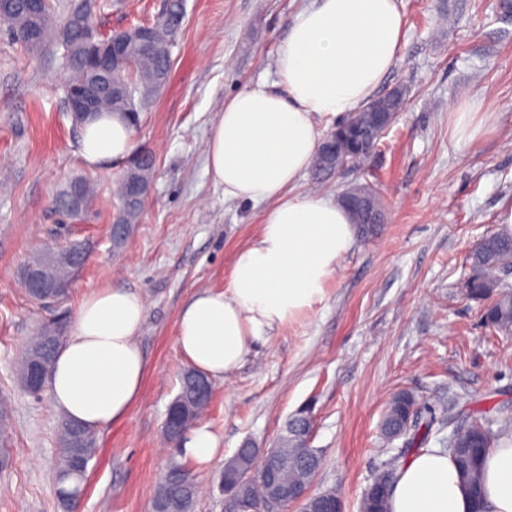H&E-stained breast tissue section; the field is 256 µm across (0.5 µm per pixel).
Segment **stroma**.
<instances>
[{"instance_id": "1", "label": "stroma", "mask_w": 512, "mask_h": 512, "mask_svg": "<svg viewBox=\"0 0 512 512\" xmlns=\"http://www.w3.org/2000/svg\"><path fill=\"white\" fill-rule=\"evenodd\" d=\"M309 2L187 0L170 81L135 131L138 147L156 159L152 190L118 247L110 240L118 169L83 165L52 51L29 53L0 30V395L10 402L1 437L12 451L0 472V512H63L54 478L61 416L50 395L22 388L15 367L43 326L73 319L89 290L112 285L146 300L137 341L148 371L143 399L97 433L79 512H152L173 458L166 412L189 367L175 340L178 313L197 292L223 290L263 216L262 206L225 200L206 170L205 144L226 97L276 81L277 45ZM399 2L403 47L377 93L403 89L405 108L361 169L300 183L334 197L373 188L386 221L377 238L357 241L321 302L278 329L232 378L214 380L199 424L220 451L192 467L202 488L193 512H224L225 461L247 441L274 447L307 404L310 446L321 458L312 490H338L345 512H359L364 489L402 450L380 432L394 393L411 392L425 406L431 448L446 446L452 400L512 410V335L487 328L483 303L465 291L469 252L512 213V0ZM157 4L113 0L98 25L130 26ZM471 102L489 113L492 129L460 146L450 113ZM80 176L96 184L92 207L83 220L63 221L55 199ZM68 241L91 250L68 300L32 301L20 268L48 244Z\"/></svg>"}]
</instances>
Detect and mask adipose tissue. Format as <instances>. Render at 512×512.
Instances as JSON below:
<instances>
[{
  "instance_id": "obj_1",
  "label": "adipose tissue",
  "mask_w": 512,
  "mask_h": 512,
  "mask_svg": "<svg viewBox=\"0 0 512 512\" xmlns=\"http://www.w3.org/2000/svg\"><path fill=\"white\" fill-rule=\"evenodd\" d=\"M404 38L397 0H313L276 50L275 84L225 99L205 145L206 168L228 200L264 205L258 234L237 250L228 286L180 311L176 344L194 369L226 378L252 348L323 299L353 250L349 212L320 191L297 192L321 143L320 122L364 106L391 70ZM137 150L128 123L109 114L81 126L89 167L124 164ZM146 302L122 287L91 290L78 306L49 379L54 407L97 430L141 400L148 366L137 335ZM482 483L488 512H512V438L490 448ZM390 512H472L448 455L416 453L393 479Z\"/></svg>"
}]
</instances>
